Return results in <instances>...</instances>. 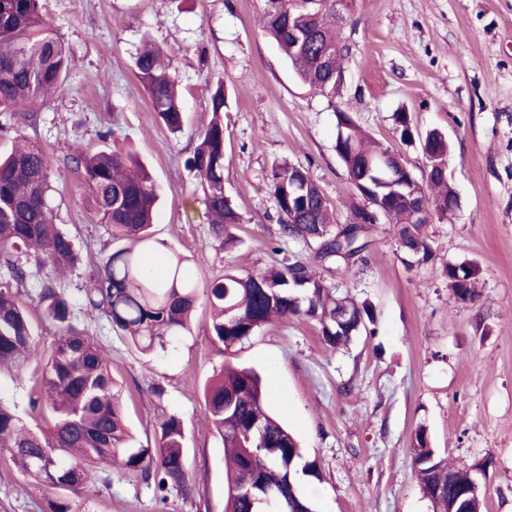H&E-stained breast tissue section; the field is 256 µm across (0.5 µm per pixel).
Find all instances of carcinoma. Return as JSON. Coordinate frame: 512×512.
<instances>
[{
    "label": "carcinoma",
    "instance_id": "cac0c4a2",
    "mask_svg": "<svg viewBox=\"0 0 512 512\" xmlns=\"http://www.w3.org/2000/svg\"><path fill=\"white\" fill-rule=\"evenodd\" d=\"M40 0H0V114L8 120H35V113L20 108L41 106L51 99L70 70L64 43L48 28ZM306 0H266L261 22L282 56L315 93L334 97L343 82L344 20L319 0L310 9ZM307 33L296 43V29ZM329 55L328 66L319 63ZM136 76L165 128L183 129L184 108L167 63V54L145 43L135 59ZM213 118L199 133V143L187 165L197 172L207 214L216 238L229 234L241 215L224 192V120L228 97L222 81L208 90ZM335 150L357 191L367 190L373 206L387 212L385 221L398 228L403 262L424 266L434 256L426 234L428 222L400 202L390 185L365 174L364 163L391 152L369 141L344 107L335 108ZM403 141L419 140L433 155L420 175L398 171V182H417L438 219L448 217V207L458 202L446 172L448 140L434 130L423 138L406 112L394 114ZM16 143L0 158V268L8 279L0 282V369L23 380L36 364L34 411L47 412L45 425L32 426L15 406L0 398V449L25 475L54 490L49 512H72L68 494L93 491L109 481L112 468L160 492L173 488L183 499L194 487L187 472L186 437L181 420L170 415L159 423L155 446L136 447L120 404L118 382L109 360L94 339L72 323L74 310L57 278L38 282L37 299L42 316L60 327L62 336L50 356L39 355L31 322L23 307L20 287L30 277V267L49 263L62 274L75 267L79 256L73 239L53 224L48 192L51 160L38 142L15 130ZM84 172L100 223L111 229L112 240L125 246L112 251L84 289L86 314L105 318L112 330L125 336L142 353L165 347L172 338L190 330L191 313L199 295L212 311L214 342L228 352L266 324L282 319L317 322L322 342L331 349L348 345L374 324L370 305L338 292L302 260L282 261L278 267L240 274L232 268L213 278L198 292L186 270L188 258L171 253L163 260L161 278L144 270L152 250L150 229L157 195L154 182L139 162L114 152L89 154L78 148L63 160ZM269 191L278 214V236L300 240L315 261L336 276L366 261V241L371 225L357 219L354 210L347 224H335L332 205L301 166L276 164L271 168ZM335 267H330V264ZM448 289L462 304H473L480 268L472 262H449L443 267ZM204 410L224 444V512H266L265 507L287 512H312L299 477L320 478L316 461L304 459L295 435L269 411V393L252 368L226 365L203 387ZM51 454L54 475L31 465V458ZM412 466L423 495L434 512H483L484 495L466 503L458 499L474 479L486 478L484 464L470 468L450 465L431 447L425 427L411 441Z\"/></svg>",
    "mask_w": 512,
    "mask_h": 512
}]
</instances>
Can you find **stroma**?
Segmentation results:
<instances>
[{
	"label": "stroma",
	"mask_w": 512,
	"mask_h": 512,
	"mask_svg": "<svg viewBox=\"0 0 512 512\" xmlns=\"http://www.w3.org/2000/svg\"><path fill=\"white\" fill-rule=\"evenodd\" d=\"M264 8L265 0H41L71 59L66 81L26 131L50 156L53 221L81 259L62 287L79 310L76 327L97 341L122 385L134 445H154L159 423L180 418L196 487L188 503L115 470L94 493L72 497L73 512H222L224 445L202 390L227 361L262 374L271 410L317 460L315 512H433L409 455L420 426L456 466L489 462L484 512H512V0H355L342 28L349 54L336 100L293 73L258 24ZM147 38L167 49L183 95L175 135L135 75ZM219 80L231 96L224 189L241 216L229 241L215 238L186 164L212 118L206 90ZM338 105L414 174L424 157L419 144L401 141L394 113L445 133L448 180L461 201L454 216L429 225L428 265L406 266L396 230L379 224L366 264L338 279L340 292L371 303L373 333L334 350L314 321L291 319L228 353L213 341L202 301L190 333L145 355L106 319L81 313V288L117 244L93 212L82 172L62 164L74 147L140 158L158 194L153 241L188 256L202 289L228 268L310 259L304 243L278 236L267 189L274 163L308 170L337 223L349 222L361 198L335 151ZM464 260L481 269L472 305L455 302L442 275L444 264ZM48 498L0 459V512H47Z\"/></svg>",
	"instance_id": "obj_1"
}]
</instances>
